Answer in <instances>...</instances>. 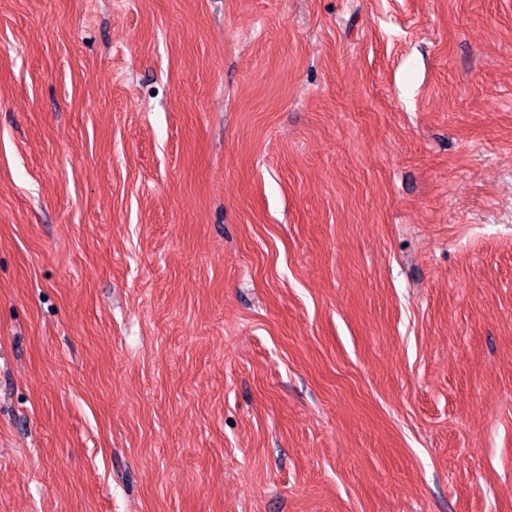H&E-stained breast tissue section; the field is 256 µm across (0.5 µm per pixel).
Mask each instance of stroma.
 <instances>
[{"label":"stroma","mask_w":512,"mask_h":512,"mask_svg":"<svg viewBox=\"0 0 512 512\" xmlns=\"http://www.w3.org/2000/svg\"><path fill=\"white\" fill-rule=\"evenodd\" d=\"M0 512H512V0H0Z\"/></svg>","instance_id":"obj_1"}]
</instances>
